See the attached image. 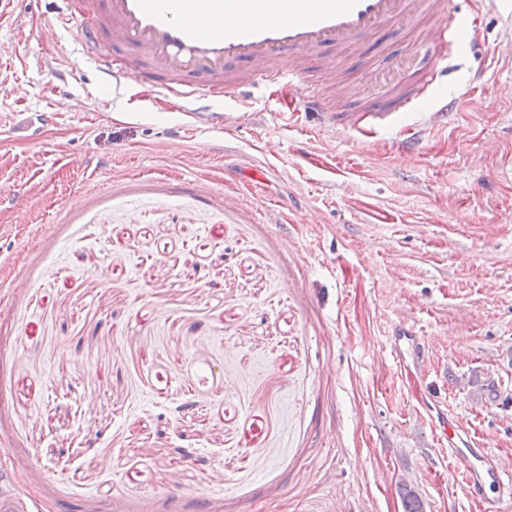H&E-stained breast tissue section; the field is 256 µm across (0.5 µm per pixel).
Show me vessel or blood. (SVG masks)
Wrapping results in <instances>:
<instances>
[{
	"label": "vessel or blood",
	"instance_id": "vessel-or-blood-1",
	"mask_svg": "<svg viewBox=\"0 0 512 512\" xmlns=\"http://www.w3.org/2000/svg\"><path fill=\"white\" fill-rule=\"evenodd\" d=\"M76 14L85 18L79 52L115 93L138 78L156 100L184 112H210L208 125L218 129L224 126L225 97L258 88L269 60L284 53L294 60L315 59L327 47L354 48L387 22H421L432 54L421 59L414 80L399 91L379 90L374 108L329 111L323 93L305 90L296 63L276 76L278 83L299 89L304 108L331 129L363 133L390 126L399 113L421 112L427 93L440 80L454 78L455 49L480 27L477 18L466 15L444 20L438 0H63L60 23ZM237 14L244 22L225 24V17ZM452 109L447 101L421 112L424 125L446 124ZM448 455L470 498L491 487L496 496L488 512H512V469L494 462L488 449L474 447L456 425L448 436ZM0 512H35V505L1 488Z\"/></svg>",
	"mask_w": 512,
	"mask_h": 512
}]
</instances>
